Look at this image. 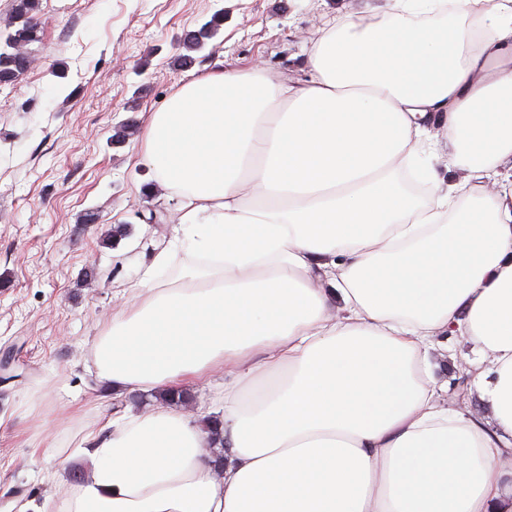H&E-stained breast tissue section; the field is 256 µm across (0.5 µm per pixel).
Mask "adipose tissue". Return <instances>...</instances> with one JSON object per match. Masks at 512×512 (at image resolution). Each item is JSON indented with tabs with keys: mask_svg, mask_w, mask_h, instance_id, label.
Returning a JSON list of instances; mask_svg holds the SVG:
<instances>
[{
	"mask_svg": "<svg viewBox=\"0 0 512 512\" xmlns=\"http://www.w3.org/2000/svg\"><path fill=\"white\" fill-rule=\"evenodd\" d=\"M373 11L318 31L305 84L213 67L150 112L139 159L177 222L93 366L119 399L220 364L222 402L124 406L40 512H512V0ZM436 125L464 185L432 172Z\"/></svg>",
	"mask_w": 512,
	"mask_h": 512,
	"instance_id": "1",
	"label": "adipose tissue"
}]
</instances>
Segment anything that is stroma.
<instances>
[{"mask_svg": "<svg viewBox=\"0 0 512 512\" xmlns=\"http://www.w3.org/2000/svg\"><path fill=\"white\" fill-rule=\"evenodd\" d=\"M363 0H40L41 41L16 84L0 86V512L64 491L65 451L111 417L90 343L121 305L175 204L137 154L149 112L205 68L262 65L292 83L309 72L318 28ZM223 11L219 34L179 65L186 32ZM127 127L124 143L111 136ZM165 222L140 247L113 240L139 212ZM95 223H82L85 212Z\"/></svg>", "mask_w": 512, "mask_h": 512, "instance_id": "1", "label": "stroma"}]
</instances>
